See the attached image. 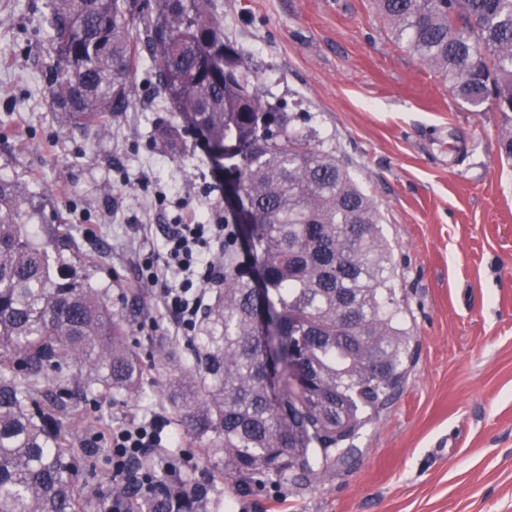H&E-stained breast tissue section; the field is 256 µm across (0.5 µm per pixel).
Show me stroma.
I'll list each match as a JSON object with an SVG mask.
<instances>
[{
  "mask_svg": "<svg viewBox=\"0 0 512 512\" xmlns=\"http://www.w3.org/2000/svg\"><path fill=\"white\" fill-rule=\"evenodd\" d=\"M224 34L286 111L306 112L373 200L392 246L415 359L402 391L347 461L299 485L224 480L234 512H512V167L500 113L472 112L393 37L374 0H215ZM50 0H0V178L28 187L34 241L107 290L127 341L151 362L177 335L146 254L162 229L224 203V171L148 67L130 112L101 132L50 103ZM182 143L171 147L166 132ZM57 375L75 413L118 427L168 414L164 374L142 396L87 394Z\"/></svg>",
  "mask_w": 512,
  "mask_h": 512,
  "instance_id": "35a3bbf8",
  "label": "stroma"
}]
</instances>
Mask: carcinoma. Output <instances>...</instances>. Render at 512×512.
<instances>
[{
    "label": "carcinoma",
    "mask_w": 512,
    "mask_h": 512,
    "mask_svg": "<svg viewBox=\"0 0 512 512\" xmlns=\"http://www.w3.org/2000/svg\"><path fill=\"white\" fill-rule=\"evenodd\" d=\"M395 39L448 91L503 116L499 158L512 160V0H377ZM143 28V38L133 30ZM46 72L53 108L82 128L132 107L131 75L148 64L201 133L211 162L239 184L254 224L224 242V287L196 335L155 346L168 400L211 472L174 493L118 494L133 512H210L229 472L265 483L309 481L354 440L403 381L410 331L401 319L391 248L373 201L336 149L279 112L224 40L214 0H51ZM148 58H143L142 51ZM32 202L0 178V512H90L86 486L100 451L65 448L74 415L45 394L54 370L78 366L88 392L140 391L145 367L126 343L106 292L55 266L29 233ZM276 316L288 357L266 359L256 289ZM293 415H288V412Z\"/></svg>",
    "instance_id": "carcinoma-1"
}]
</instances>
